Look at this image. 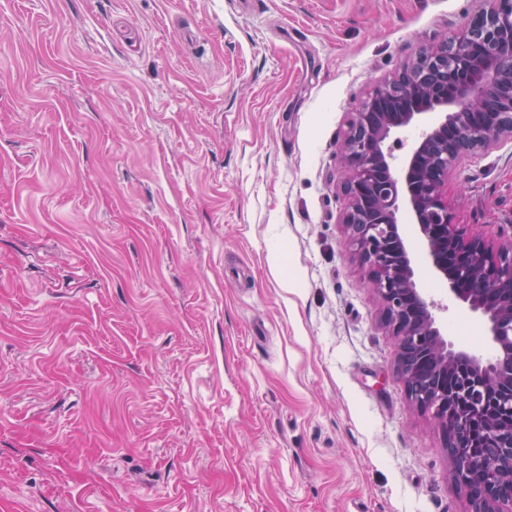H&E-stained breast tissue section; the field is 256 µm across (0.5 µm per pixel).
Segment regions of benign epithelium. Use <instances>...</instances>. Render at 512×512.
Segmentation results:
<instances>
[{"label": "benign epithelium", "instance_id": "obj_1", "mask_svg": "<svg viewBox=\"0 0 512 512\" xmlns=\"http://www.w3.org/2000/svg\"><path fill=\"white\" fill-rule=\"evenodd\" d=\"M423 58L448 69L423 87H411L420 109L367 111L394 94L408 65L376 86L352 113L340 151L348 198L341 223L350 249L369 270L400 352L414 344L429 360L435 385L426 392L411 391V373L402 366L408 397L417 408L431 409L446 431L448 370L460 358L471 368L461 389L469 406L490 404L512 416V245L493 249L479 233L454 223L448 209V177L458 160L512 141V0H490L445 47L426 50L418 56ZM408 128L415 136L397 156L390 140ZM378 167L391 175L384 186L372 177ZM416 253L446 281L449 301L485 321L495 358L445 336L437 316L445 306L418 287ZM490 433L497 440L498 462L461 461L450 447L451 478L464 489L481 484L474 512H512V501L499 495V483L512 479V429L492 423Z\"/></svg>", "mask_w": 512, "mask_h": 512}]
</instances>
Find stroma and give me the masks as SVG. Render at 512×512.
I'll use <instances>...</instances> for the list:
<instances>
[{
  "label": "stroma",
  "instance_id": "stroma-1",
  "mask_svg": "<svg viewBox=\"0 0 512 512\" xmlns=\"http://www.w3.org/2000/svg\"><path fill=\"white\" fill-rule=\"evenodd\" d=\"M487 5L0 0V505L473 512L347 245L338 146ZM448 209L512 240V143Z\"/></svg>",
  "mask_w": 512,
  "mask_h": 512
}]
</instances>
